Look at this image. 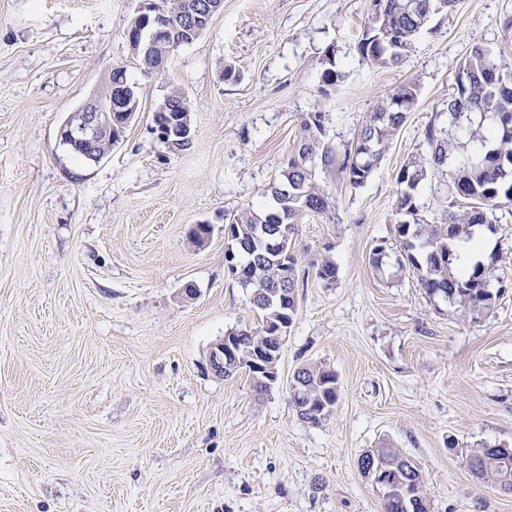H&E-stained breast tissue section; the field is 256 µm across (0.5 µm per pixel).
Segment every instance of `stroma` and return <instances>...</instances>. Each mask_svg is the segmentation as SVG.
Here are the masks:
<instances>
[{
  "mask_svg": "<svg viewBox=\"0 0 512 512\" xmlns=\"http://www.w3.org/2000/svg\"><path fill=\"white\" fill-rule=\"evenodd\" d=\"M369 5L223 0L159 76L128 46L140 0H0V512H381L358 460L385 446L418 464L431 512H512V494L465 463L474 448H512V204L490 216L485 262L507 289L482 315L370 264L394 243L397 172L426 151L471 44L512 59V0H457L387 68L358 52ZM331 49L345 78L323 97ZM228 63L239 80H224ZM116 64L141 110L89 162L58 131ZM403 84L417 103L368 181L317 172L333 207L298 226L277 384L260 397L247 370L217 375L225 333L257 324L227 274L225 224L264 204L315 102L341 156ZM174 86L195 130L179 154L153 121ZM322 254L338 268L330 284L311 266ZM310 363L340 384L318 425L288 393Z\"/></svg>",
  "mask_w": 512,
  "mask_h": 512,
  "instance_id": "1",
  "label": "stroma"
}]
</instances>
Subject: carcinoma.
Masks as SVG:
<instances>
[{"label": "carcinoma", "mask_w": 512, "mask_h": 512, "mask_svg": "<svg viewBox=\"0 0 512 512\" xmlns=\"http://www.w3.org/2000/svg\"><path fill=\"white\" fill-rule=\"evenodd\" d=\"M188 0H165L162 13L172 42L182 43L178 20L185 14ZM383 13L371 12L358 44L361 57L378 67L400 64L429 19L453 7L455 0H381ZM459 70L469 80L448 99V125L430 124L424 133L427 151L410 158L397 176L394 237L401 251L395 262L416 275L418 284L463 315L489 311L503 291L491 267L478 263L460 269V253L474 238V228L487 223V212L512 203V80L500 81L499 73H512V63L501 52L473 44ZM321 95L342 82L344 74L330 58L321 75ZM417 101L416 87L399 86L381 101L366 118L353 156L338 165L343 180L351 188L363 186L383 158L388 144L407 120L408 109ZM164 105L172 113L191 121L190 106L182 89L174 86ZM325 113L317 109L304 114L301 136L288 154L279 176L264 195L273 204L263 210L248 209L233 215L225 225L231 244L226 255L228 275L242 287L251 289L250 302L261 324L241 328L237 334L253 357L266 361V370L275 369L268 356L274 330H288L297 308L298 278L292 243L303 216L331 211L332 195L317 182V169L335 164V155L324 142ZM448 172V222L432 224L419 217L417 192L432 176ZM317 278L336 280L337 266L331 257L313 263ZM288 279V292L281 284ZM294 382L306 390L313 410L302 420L318 425L331 414L340 397L338 377L332 370L306 364L296 371ZM404 454L396 448H371L361 455L365 463L394 468ZM468 467L477 477L505 493H512V449L491 453L475 448L468 454ZM426 480L400 479L383 499L382 512H429Z\"/></svg>", "instance_id": "obj_1"}]
</instances>
